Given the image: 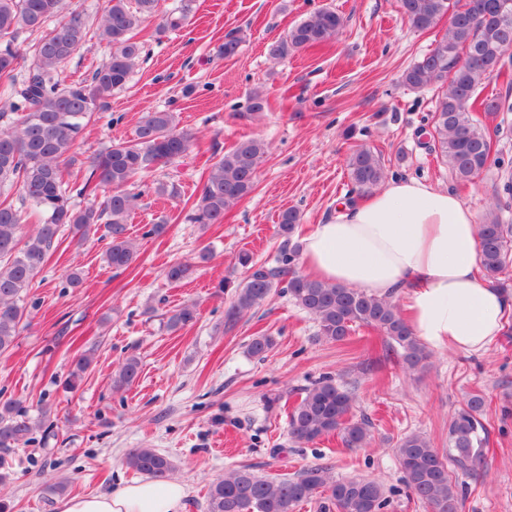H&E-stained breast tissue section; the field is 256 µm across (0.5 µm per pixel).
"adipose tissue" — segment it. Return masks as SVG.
Segmentation results:
<instances>
[{
    "label": "adipose tissue",
    "mask_w": 512,
    "mask_h": 512,
    "mask_svg": "<svg viewBox=\"0 0 512 512\" xmlns=\"http://www.w3.org/2000/svg\"><path fill=\"white\" fill-rule=\"evenodd\" d=\"M480 252L473 211L447 190L409 178L313 225L301 261L324 282L404 296L425 347L482 353L512 315V297L481 278ZM186 496L182 482L144 480L70 496L57 512H183Z\"/></svg>",
    "instance_id": "obj_1"
}]
</instances>
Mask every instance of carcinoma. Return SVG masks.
<instances>
[{"label": "carcinoma", "instance_id": "obj_1", "mask_svg": "<svg viewBox=\"0 0 512 512\" xmlns=\"http://www.w3.org/2000/svg\"><path fill=\"white\" fill-rule=\"evenodd\" d=\"M156 4L157 0H104L102 15L93 27L81 13L68 10L66 0H0V95L8 107L0 118L12 117L9 127L0 128V355L13 347L29 316L27 291L54 251L61 228L71 226L81 241L104 225L101 239L106 241L107 264L116 270L127 268L137 255L127 221L138 200L128 186L150 169L184 157L196 142L195 133L178 128L174 113H145L134 139L115 142L88 158L80 192L102 195L101 204L79 211L70 207L64 169L75 157L84 127L107 107L112 92L128 83L144 52L136 31L154 16ZM400 9L417 30L430 29L448 16L445 35L403 73L402 82L411 89L440 85L441 96L427 134L454 178L473 184L489 166L492 141L472 113L512 111L511 106L479 99V89L500 73L504 54L512 49V0H400ZM191 12L192 0H181L158 31L181 27ZM343 24V17L332 8L317 9L272 43L269 55L283 59L322 46L336 37ZM27 32L42 36L25 54L16 41ZM92 39L107 49L104 63L88 79L62 83L59 76L64 65ZM266 152L263 140L248 138L213 163L193 221L223 223L225 213L253 190ZM348 167L362 196L371 194L385 178L380 158L366 147L351 153ZM25 205L41 214V223L24 238ZM299 223L296 210L281 212L282 241L275 264H258L248 253L239 255L245 277L235 286L225 311L224 332L281 289L316 320L318 339L342 343L355 328L370 327L385 336L387 353L395 354L406 369L423 367L429 354L391 299L328 284L299 271L300 245L293 239ZM479 238L481 271L498 287L512 256V224L504 223L494 210L479 224ZM209 260L210 253L204 249L192 261L168 266L166 277L180 282L192 275L196 264ZM196 319V306L182 304L167 312L164 326L175 332ZM272 347L273 339L259 334L250 341L248 352L262 359ZM96 352L92 346L73 360L64 388L79 387ZM139 371L138 358H126L113 374V390L130 388ZM353 407V393L333 378L323 377L302 390L289 415V435L303 444L337 434L346 447L365 448L371 442L369 421L354 419ZM484 409L483 395L470 394L448 425L446 451L433 447L420 433L398 441L396 454L406 487L429 512H460L462 491L449 467L474 478L486 473ZM53 429L47 412L35 419L19 399L0 402V450L32 442L37 430L47 437ZM124 463L134 473L158 481L173 472L171 461L153 448L129 449ZM321 489L328 492L319 504L326 512H383L388 505L384 486L374 478L334 479L330 468L320 465L308 466L293 477H262L244 466L226 471L209 485L204 512H293Z\"/></svg>", "mask_w": 512, "mask_h": 512}]
</instances>
